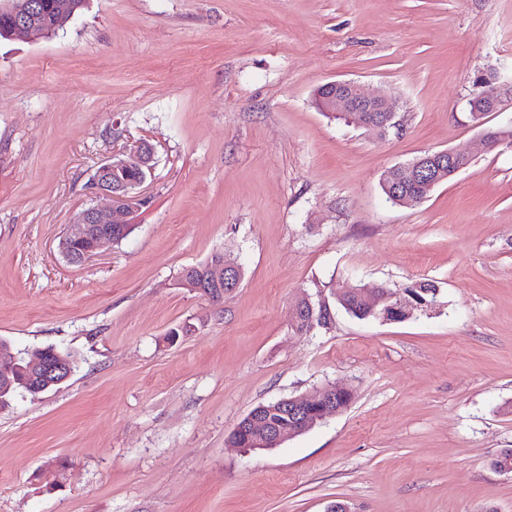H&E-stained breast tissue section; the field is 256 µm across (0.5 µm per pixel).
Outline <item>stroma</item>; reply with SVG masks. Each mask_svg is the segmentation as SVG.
<instances>
[{"instance_id": "1", "label": "stroma", "mask_w": 512, "mask_h": 512, "mask_svg": "<svg viewBox=\"0 0 512 512\" xmlns=\"http://www.w3.org/2000/svg\"><path fill=\"white\" fill-rule=\"evenodd\" d=\"M500 72L474 119L478 76ZM387 97L386 133L321 112L323 84ZM512 0H88L55 35L0 41V340L76 361L0 407V512H512ZM147 138L150 203L69 263L87 184ZM471 163L414 207L384 174ZM243 270L213 304L180 284L214 251ZM437 304L359 320L341 290L418 281ZM330 328L300 336L303 296ZM180 329L176 343L167 335ZM348 407L268 449L230 433L327 385Z\"/></svg>"}]
</instances>
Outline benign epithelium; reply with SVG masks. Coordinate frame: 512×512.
<instances>
[{
  "label": "benign epithelium",
  "instance_id": "1",
  "mask_svg": "<svg viewBox=\"0 0 512 512\" xmlns=\"http://www.w3.org/2000/svg\"><path fill=\"white\" fill-rule=\"evenodd\" d=\"M80 7V0H53L52 22L46 24L43 23L42 14L33 8V0H6V3L0 6V10L12 18L8 38L40 39L65 26ZM323 89L328 91V95L324 97L321 111L356 114L365 125L380 132L385 127L394 125L395 112L388 100L367 94L358 83L332 81L324 84ZM154 156L153 145L143 139L129 151L113 154L112 158L97 168L92 179V189L110 197L112 207L103 209L88 206L75 214L70 230L61 244L62 252L70 263L82 264L95 256L104 245L112 243V226L131 225L133 215L141 211L147 203V197L141 191L147 178L125 182L116 181L113 176L130 172L150 175L154 168ZM443 158L448 160V166L440 165L432 170L425 183L429 190L463 170V167L457 164L458 160L464 158L463 154L447 150ZM423 163L422 159L415 160L394 167L390 172L397 180L415 182L421 178L420 168ZM72 243L82 244L84 248L74 253L68 250V245ZM239 272V266L227 262L224 263L223 271L216 272L215 280H224V287H219L215 291L217 297L221 298L236 290ZM363 295L370 311L382 308L383 319L387 318L391 310L403 312L411 307V302L407 298L392 300L391 293L384 287L376 288L370 293L365 291ZM331 321L332 315L328 308H322L316 315L313 306L304 302L294 310L292 328L295 329L298 324L303 323L312 331L317 327H328ZM21 373L26 374L25 387L37 395L65 382L71 376L72 367L70 361L60 355L49 358L45 354H36L25 366L19 363V359L11 356L8 368L0 369V394L10 389L13 383L19 380ZM346 396V391L331 385L314 396H294L277 402L276 406L271 408L261 405L251 410L237 423L230 438L237 444L246 438L260 447H277L286 439L304 433L324 419L340 413L341 408L337 404V399ZM281 412L288 417L290 425L285 427L272 418V414Z\"/></svg>",
  "mask_w": 512,
  "mask_h": 512
}]
</instances>
